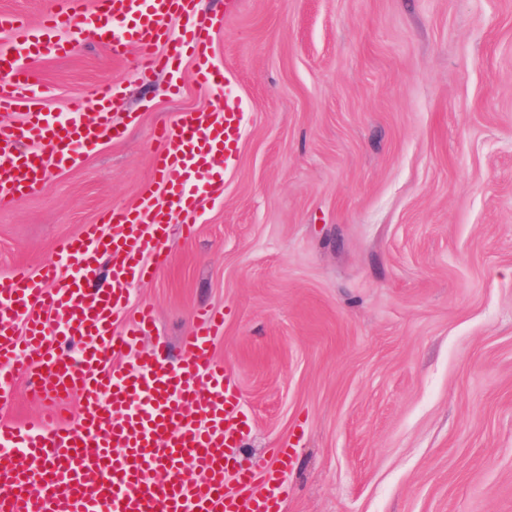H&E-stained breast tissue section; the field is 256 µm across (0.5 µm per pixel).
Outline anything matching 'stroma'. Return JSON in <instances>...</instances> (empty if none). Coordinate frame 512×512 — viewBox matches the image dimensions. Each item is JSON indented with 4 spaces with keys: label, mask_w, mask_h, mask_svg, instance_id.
I'll use <instances>...</instances> for the list:
<instances>
[{
    "label": "stroma",
    "mask_w": 512,
    "mask_h": 512,
    "mask_svg": "<svg viewBox=\"0 0 512 512\" xmlns=\"http://www.w3.org/2000/svg\"><path fill=\"white\" fill-rule=\"evenodd\" d=\"M214 61L247 109L224 193L131 291L177 344L224 312L215 355L251 424L243 465L288 446L283 512H512V0H201ZM135 53L86 41L36 58L65 112L116 84L118 138L0 210V279L58 238L152 197L156 129L224 97L191 57L145 85ZM51 402L24 383L0 422Z\"/></svg>",
    "instance_id": "stroma-1"
}]
</instances>
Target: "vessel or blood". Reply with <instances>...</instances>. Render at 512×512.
Here are the masks:
<instances>
[{
  "label": "vessel or blood",
  "instance_id": "b4317fda",
  "mask_svg": "<svg viewBox=\"0 0 512 512\" xmlns=\"http://www.w3.org/2000/svg\"><path fill=\"white\" fill-rule=\"evenodd\" d=\"M211 25L196 0H64L36 25L0 19L10 36L0 49V207L37 192L50 169L70 167L112 136L114 84L73 97L61 118L46 111L28 59L71 55L84 39L116 56L131 47L148 83L188 52L199 88L217 90ZM244 120L237 105L179 113L156 136L162 203L107 213L60 239L57 260L0 281V392L20 377L32 395L79 399L70 421L51 411L25 429L0 424V512H282L292 449H275L262 467L242 466L233 453L250 423L237 383L213 354L223 313L197 311L171 365L141 346L156 329L153 308L128 304L131 288L166 262L168 224H196L193 183L222 195L215 162L235 156ZM103 253L112 279L97 285Z\"/></svg>",
  "mask_w": 512,
  "mask_h": 512
}]
</instances>
